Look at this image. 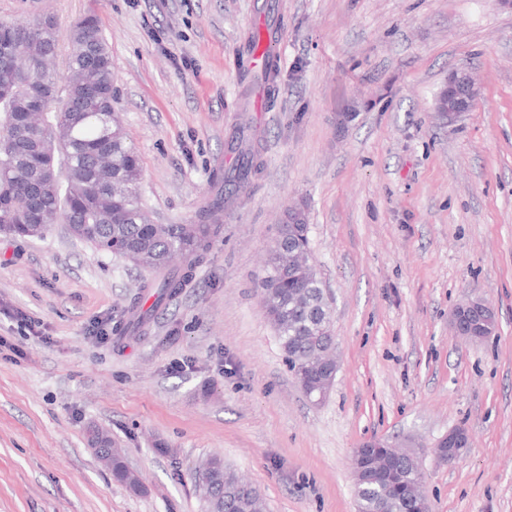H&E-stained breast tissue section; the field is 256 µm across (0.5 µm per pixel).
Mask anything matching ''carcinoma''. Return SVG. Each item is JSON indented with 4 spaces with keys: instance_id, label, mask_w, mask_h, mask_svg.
Instances as JSON below:
<instances>
[{
    "instance_id": "carcinoma-1",
    "label": "carcinoma",
    "mask_w": 512,
    "mask_h": 512,
    "mask_svg": "<svg viewBox=\"0 0 512 512\" xmlns=\"http://www.w3.org/2000/svg\"><path fill=\"white\" fill-rule=\"evenodd\" d=\"M58 49L53 17L32 22L0 20V234L27 237L31 224L43 237L55 224L68 235L119 258L134 249L135 265L161 276L148 287L154 303H133L120 335L140 331L162 303L187 286L210 252L224 200L238 195L259 173L250 139L237 132L241 160L224 187L202 208L195 224H157L140 194L142 169L114 112L112 54L98 19L86 15L69 30L65 72L52 67ZM306 221L285 224L272 246L261 302L294 376L332 353L331 314L309 266ZM97 444L111 449L112 476L133 491L142 488L108 432ZM379 466L399 470L417 498L382 483L354 482L358 512H430L424 473L415 453L380 448ZM203 472L207 512H266L259 491L220 457Z\"/></svg>"
}]
</instances>
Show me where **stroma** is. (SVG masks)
<instances>
[{"mask_svg":"<svg viewBox=\"0 0 512 512\" xmlns=\"http://www.w3.org/2000/svg\"><path fill=\"white\" fill-rule=\"evenodd\" d=\"M277 19L276 75L243 103L256 16ZM50 12L58 39L95 13L119 112L160 224L197 222L240 126L261 172L222 216L190 285L145 336L115 325L153 273L72 240L0 235V512H205L224 458L267 512H356L352 456L413 441L432 512H512V9L499 0H0ZM481 95L451 123L436 97L458 68ZM303 208L339 370L310 402L258 285L285 211ZM479 297L496 336L453 308ZM103 327L106 339L94 335ZM106 429L143 482L96 457ZM465 427L449 465L437 442ZM479 304L480 307L487 306L482 300H476L472 299L469 300L467 303L462 304L458 306L459 308H456L453 311L452 317H450V322L452 325V328L455 332V335L457 336H485L483 333L481 334V331L473 330V325L470 327L469 330L466 331L464 325L465 322L463 319L467 317V311H465V308L473 307V305Z\"/></svg>","mask_w":512,"mask_h":512,"instance_id":"obj_1","label":"stroma"}]
</instances>
